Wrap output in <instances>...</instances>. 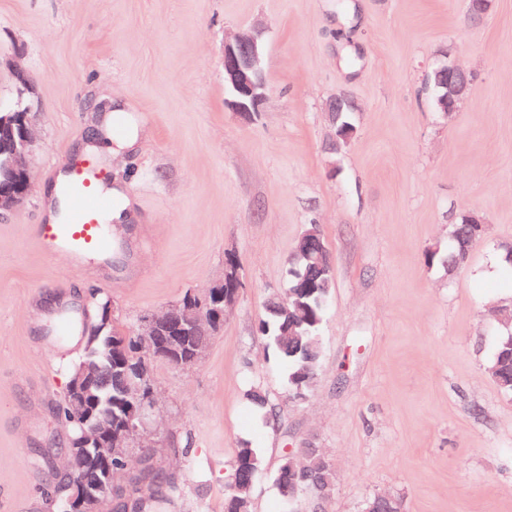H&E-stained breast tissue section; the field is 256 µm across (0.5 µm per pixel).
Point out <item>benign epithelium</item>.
<instances>
[{
  "mask_svg": "<svg viewBox=\"0 0 512 512\" xmlns=\"http://www.w3.org/2000/svg\"><path fill=\"white\" fill-rule=\"evenodd\" d=\"M491 9V0H467V18L471 25L483 23ZM432 74L442 93L435 101L438 111L446 114L457 111L470 96L469 83L464 79L466 69L453 61L433 68ZM224 89L226 104L234 112H258L266 100V84L262 66V51L256 29L236 32L224 42ZM30 106L23 100L12 105H0V218L17 208L26 198L30 187L27 158L32 150ZM301 245L313 259L312 267L320 273L332 266L330 252L322 244V233L315 230L300 237ZM241 282L238 262L230 256L225 261L224 279L210 291L212 299L189 298L175 303L162 313L145 317L136 331L153 356H174L179 353L183 337L159 336L160 326L180 323L189 335L198 340L190 361L201 362L206 355L215 327L239 295ZM271 303L290 310L299 321L306 308L286 296H275ZM104 368L90 355H85L77 372L70 378L67 404L78 420L80 434L71 437L65 449V467L59 482L65 493L63 512H105L112 498V460L130 458L136 452L134 441L147 429L149 412L154 405L151 375L140 363H126L117 375V385L125 397V421L120 430L112 431V420L100 416L96 394ZM399 501L378 494L364 501L362 512H398Z\"/></svg>",
  "mask_w": 512,
  "mask_h": 512,
  "instance_id": "7a95c632",
  "label": "benign epithelium"
}]
</instances>
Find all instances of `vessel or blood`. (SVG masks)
Instances as JSON below:
<instances>
[{"label":"vessel or blood","mask_w":512,"mask_h":512,"mask_svg":"<svg viewBox=\"0 0 512 512\" xmlns=\"http://www.w3.org/2000/svg\"><path fill=\"white\" fill-rule=\"evenodd\" d=\"M96 168L70 176L65 184L69 208L63 220L39 224L35 234L47 255L64 258L77 268L99 260L112 250V230L101 222L113 204L110 195L99 188Z\"/></svg>","instance_id":"1"}]
</instances>
